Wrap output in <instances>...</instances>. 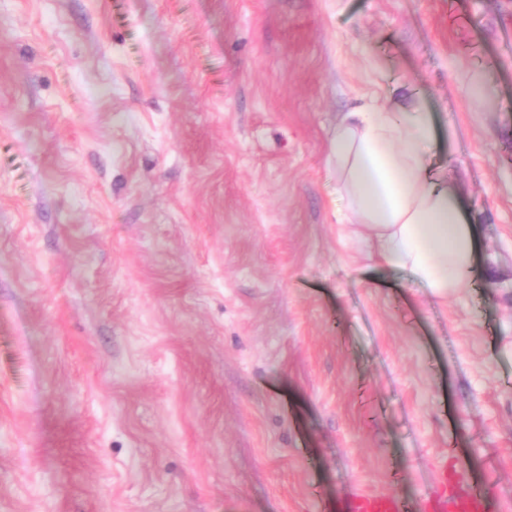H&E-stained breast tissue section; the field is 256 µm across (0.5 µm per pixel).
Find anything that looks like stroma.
<instances>
[{"label": "stroma", "mask_w": 512, "mask_h": 512, "mask_svg": "<svg viewBox=\"0 0 512 512\" xmlns=\"http://www.w3.org/2000/svg\"><path fill=\"white\" fill-rule=\"evenodd\" d=\"M393 86L476 233L445 298L336 219ZM442 460L512 512V0H0V512H349Z\"/></svg>", "instance_id": "35a3bbf8"}]
</instances>
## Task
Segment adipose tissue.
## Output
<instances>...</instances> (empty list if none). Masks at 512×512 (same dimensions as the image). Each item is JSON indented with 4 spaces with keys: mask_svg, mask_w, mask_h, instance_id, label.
<instances>
[{
    "mask_svg": "<svg viewBox=\"0 0 512 512\" xmlns=\"http://www.w3.org/2000/svg\"><path fill=\"white\" fill-rule=\"evenodd\" d=\"M433 138L421 105L363 100L337 123L330 157L343 216L367 229L370 255L445 297L472 281L476 239L459 197L426 161Z\"/></svg>",
    "mask_w": 512,
    "mask_h": 512,
    "instance_id": "adipose-tissue-1",
    "label": "adipose tissue"
}]
</instances>
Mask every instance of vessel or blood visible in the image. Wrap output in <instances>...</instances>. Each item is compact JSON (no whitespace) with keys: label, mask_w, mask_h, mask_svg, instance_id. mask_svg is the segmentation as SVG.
I'll list each match as a JSON object with an SVG mask.
<instances>
[{"label":"vessel or blood","mask_w":512,"mask_h":512,"mask_svg":"<svg viewBox=\"0 0 512 512\" xmlns=\"http://www.w3.org/2000/svg\"><path fill=\"white\" fill-rule=\"evenodd\" d=\"M352 512H490V503L481 487L443 470L415 506L391 492L362 491L352 497Z\"/></svg>","instance_id":"vessel-or-blood-1"}]
</instances>
